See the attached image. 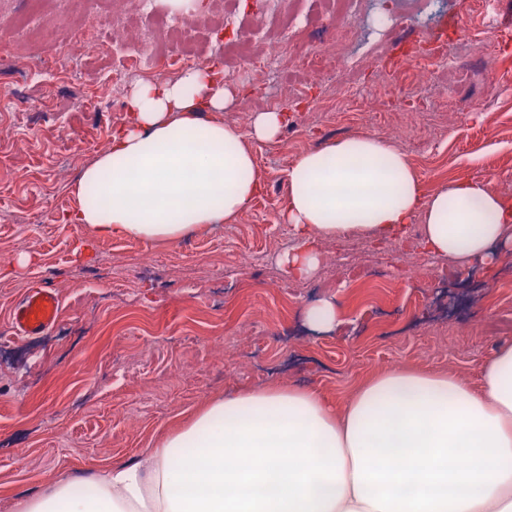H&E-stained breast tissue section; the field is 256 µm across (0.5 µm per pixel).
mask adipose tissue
<instances>
[{"instance_id": "ef3b65f1", "label": "adipose tissue", "mask_w": 512, "mask_h": 512, "mask_svg": "<svg viewBox=\"0 0 512 512\" xmlns=\"http://www.w3.org/2000/svg\"><path fill=\"white\" fill-rule=\"evenodd\" d=\"M232 97L211 66L136 83L126 123L70 189L67 223L101 241H176L235 221L261 189L249 144L274 141L288 115L256 113L244 130L201 120ZM287 178L279 220L294 243L280 263L301 280L323 242L394 240L416 221L427 255L469 266L498 262L512 240V200L480 179L425 196L408 156L376 136L301 153ZM75 484L59 479L19 512H512V343L485 360L477 391L410 368L376 374L341 407L297 384L228 391L91 479L90 497Z\"/></svg>"}]
</instances>
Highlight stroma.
<instances>
[{
    "label": "stroma",
    "instance_id": "stroma-1",
    "mask_svg": "<svg viewBox=\"0 0 512 512\" xmlns=\"http://www.w3.org/2000/svg\"><path fill=\"white\" fill-rule=\"evenodd\" d=\"M213 2L201 0L194 20L200 66L223 67L237 88L221 119L247 128L276 98L288 123L276 141L253 145L262 186L249 210L175 242L112 240L85 251L86 226L64 221L71 183L125 120L112 82L137 48L134 34L120 36V53L87 64L76 52L88 20L82 0H51L30 36L0 49V512H17L53 479L138 459L229 389L300 383L342 404L366 376L410 365L475 384L484 360L512 342V285L491 268L480 275L482 294L451 303L437 323L424 319L425 293L410 282L295 297L275 288L287 278L277 258L289 242L278 214L301 152L364 131L395 133L426 193L482 179L512 199V0H500L492 29L473 16L471 0H439L419 16L409 0H354L351 31L321 23V0H280L273 12L236 0L216 30ZM284 12L296 20L294 38L344 53L349 70L287 88L281 76L225 65L219 44L244 34L261 45ZM454 16L464 31L450 47L453 63L420 76L417 56ZM483 40L494 54L480 49ZM382 58L399 63L404 97L394 105L376 66ZM356 84L369 93L353 104L347 92ZM419 230L412 224L409 236L385 243L345 236L328 247L361 268L399 274L421 257ZM143 251L156 259L147 277L137 266ZM42 278L61 315L42 336H16L10 312ZM328 296L340 323L311 332L306 311Z\"/></svg>",
    "mask_w": 512,
    "mask_h": 512
}]
</instances>
